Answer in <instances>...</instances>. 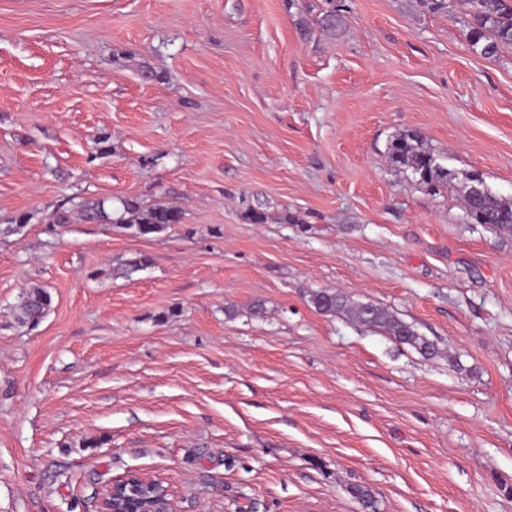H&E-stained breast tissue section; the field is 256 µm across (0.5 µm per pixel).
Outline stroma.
<instances>
[{
    "instance_id": "1",
    "label": "stroma",
    "mask_w": 512,
    "mask_h": 512,
    "mask_svg": "<svg viewBox=\"0 0 512 512\" xmlns=\"http://www.w3.org/2000/svg\"><path fill=\"white\" fill-rule=\"evenodd\" d=\"M334 2L333 37L325 0H0V512H99L131 469L177 512H512V233L386 155L417 130L512 200V47L459 0ZM86 199L183 221L50 225ZM51 304V295L45 289L37 287L25 291L19 303V323L38 324L48 313ZM308 302L316 311L348 316L364 327L376 329L411 346L423 356H433L437 352V345L421 336L412 325L371 302H356L343 294L325 290L312 291Z\"/></svg>"
}]
</instances>
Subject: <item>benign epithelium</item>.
Here are the masks:
<instances>
[{
    "mask_svg": "<svg viewBox=\"0 0 512 512\" xmlns=\"http://www.w3.org/2000/svg\"><path fill=\"white\" fill-rule=\"evenodd\" d=\"M99 512H176V508L161 478L129 470L102 489Z\"/></svg>",
    "mask_w": 512,
    "mask_h": 512,
    "instance_id": "7a95c632",
    "label": "benign epithelium"
}]
</instances>
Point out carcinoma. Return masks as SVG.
<instances>
[{
    "instance_id": "cac0c4a2",
    "label": "carcinoma",
    "mask_w": 512,
    "mask_h": 512,
    "mask_svg": "<svg viewBox=\"0 0 512 512\" xmlns=\"http://www.w3.org/2000/svg\"><path fill=\"white\" fill-rule=\"evenodd\" d=\"M465 8V37L469 47L485 58H495L502 48L512 45V0H460ZM319 24L323 31L334 34L341 30L342 16L334 10L322 12ZM390 165L397 171L408 173L430 192L447 188L456 173L448 171L446 157L437 154L425 143L417 130H403L395 134L387 147ZM464 205L467 216L475 224H490L504 231H512V203L498 198L486 183H477L474 175L467 177ZM122 213L114 218L108 213L103 200H84L77 205L85 221L128 224L139 235L163 231L170 224L182 223L183 213L175 206L158 205L143 208L128 199L122 202ZM308 302L327 315H345L364 327L376 329L409 345L423 356H433L437 345L420 335L412 325L371 302H356L347 296L325 290L313 291ZM51 295L43 288L24 292L19 303L18 321L35 325L48 313ZM349 494L359 503L363 512H379L378 501L366 487L355 485Z\"/></svg>"
}]
</instances>
